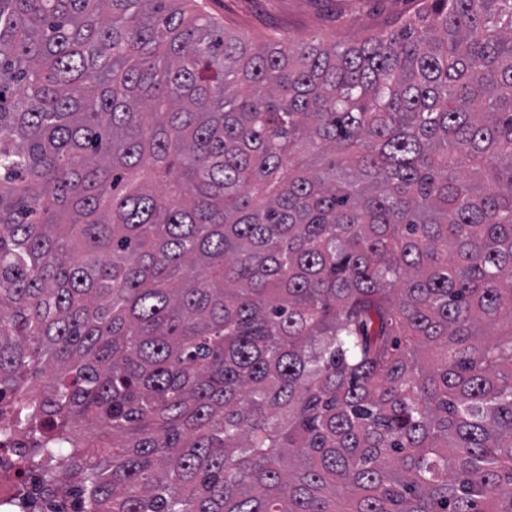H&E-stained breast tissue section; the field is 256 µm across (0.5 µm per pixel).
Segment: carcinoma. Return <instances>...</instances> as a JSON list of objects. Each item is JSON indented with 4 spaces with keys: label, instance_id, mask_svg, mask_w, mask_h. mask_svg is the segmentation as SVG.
<instances>
[{
    "label": "carcinoma",
    "instance_id": "carcinoma-1",
    "mask_svg": "<svg viewBox=\"0 0 512 512\" xmlns=\"http://www.w3.org/2000/svg\"><path fill=\"white\" fill-rule=\"evenodd\" d=\"M3 418L85 512H512V0H0ZM226 31L249 44L281 38L294 46L320 39L355 45L396 29L421 0H197Z\"/></svg>",
    "mask_w": 512,
    "mask_h": 512
}]
</instances>
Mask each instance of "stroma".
Returning a JSON list of instances; mask_svg holds the SVG:
<instances>
[{
	"label": "stroma",
	"mask_w": 512,
	"mask_h": 512,
	"mask_svg": "<svg viewBox=\"0 0 512 512\" xmlns=\"http://www.w3.org/2000/svg\"><path fill=\"white\" fill-rule=\"evenodd\" d=\"M226 31L252 45L276 38L288 45L315 39L354 45L396 29L422 0H198Z\"/></svg>",
	"instance_id": "1"
}]
</instances>
